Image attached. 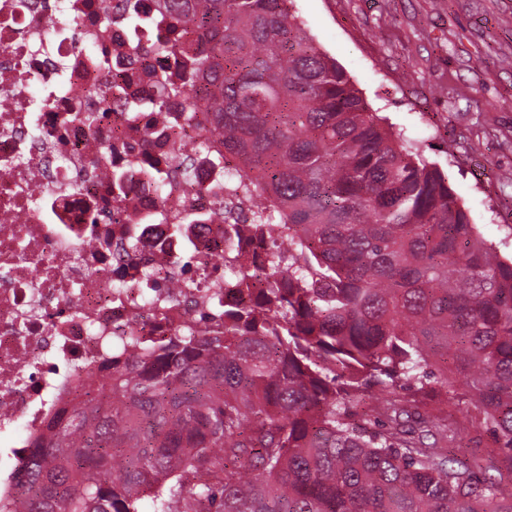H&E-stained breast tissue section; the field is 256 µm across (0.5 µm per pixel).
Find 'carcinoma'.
Segmentation results:
<instances>
[{
	"instance_id": "carcinoma-1",
	"label": "carcinoma",
	"mask_w": 512,
	"mask_h": 512,
	"mask_svg": "<svg viewBox=\"0 0 512 512\" xmlns=\"http://www.w3.org/2000/svg\"><path fill=\"white\" fill-rule=\"evenodd\" d=\"M147 53L219 141L248 299L224 335H134L0 512H512V257L369 112L293 0H154ZM107 21L127 0H90ZM176 175L193 156L174 149ZM508 475L486 476L496 450Z\"/></svg>"
}]
</instances>
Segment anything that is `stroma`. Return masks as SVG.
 <instances>
[{"instance_id":"stroma-1","label":"stroma","mask_w":512,"mask_h":512,"mask_svg":"<svg viewBox=\"0 0 512 512\" xmlns=\"http://www.w3.org/2000/svg\"><path fill=\"white\" fill-rule=\"evenodd\" d=\"M292 13L511 254L512 0H294Z\"/></svg>"}]
</instances>
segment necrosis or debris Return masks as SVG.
Returning <instances> with one entry per match:
<instances>
[{
    "label": "necrosis or debris",
    "mask_w": 512,
    "mask_h": 512,
    "mask_svg": "<svg viewBox=\"0 0 512 512\" xmlns=\"http://www.w3.org/2000/svg\"><path fill=\"white\" fill-rule=\"evenodd\" d=\"M86 4L0 0V503L17 496V469L50 419L121 357L127 335L160 343L201 331L204 302L239 298L223 289L224 227L210 219L223 165L196 155L190 182L175 181L164 200L144 174L167 170L174 145L202 134L180 100L152 109L154 75L174 65L137 47L154 41L159 15L137 0L104 24ZM105 81L120 92L107 109ZM101 108L88 127L84 113ZM105 143L117 152L99 171L89 161ZM106 170L121 172L123 189L103 221ZM162 211L205 224L175 239ZM130 239L131 261L119 249ZM187 251L198 256L191 277L178 265Z\"/></svg>",
    "instance_id": "4bbe7bcc"
}]
</instances>
